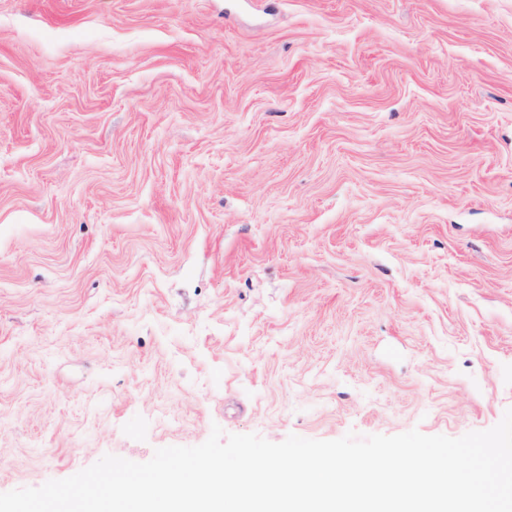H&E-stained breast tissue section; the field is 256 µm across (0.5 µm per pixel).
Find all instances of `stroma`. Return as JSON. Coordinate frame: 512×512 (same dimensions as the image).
Returning a JSON list of instances; mask_svg holds the SVG:
<instances>
[{"label":"stroma","mask_w":512,"mask_h":512,"mask_svg":"<svg viewBox=\"0 0 512 512\" xmlns=\"http://www.w3.org/2000/svg\"><path fill=\"white\" fill-rule=\"evenodd\" d=\"M510 408L512 0H0V493Z\"/></svg>","instance_id":"obj_1"}]
</instances>
